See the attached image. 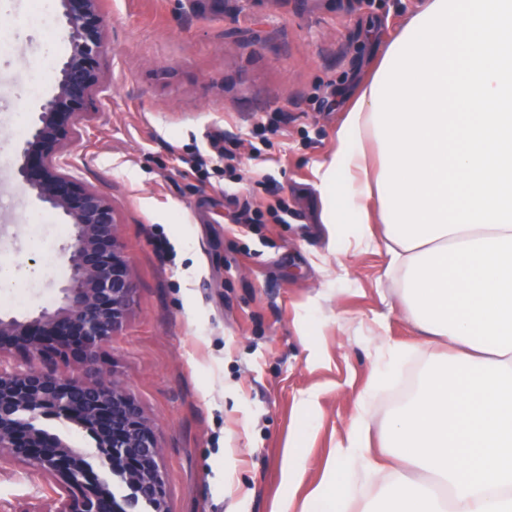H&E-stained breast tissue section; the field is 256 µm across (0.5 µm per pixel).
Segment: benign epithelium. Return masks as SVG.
<instances>
[{
    "instance_id": "1",
    "label": "benign epithelium",
    "mask_w": 512,
    "mask_h": 512,
    "mask_svg": "<svg viewBox=\"0 0 512 512\" xmlns=\"http://www.w3.org/2000/svg\"><path fill=\"white\" fill-rule=\"evenodd\" d=\"M58 29L67 43L53 94L40 106L18 147L16 178L71 224L61 258L71 274L62 304L25 321L0 318V351L30 359L53 353L84 365V379L36 368L0 371V462H34L54 481L47 512H168L167 484L154 424L124 387L97 377L100 346L125 322L134 274L114 229L110 202L62 171L63 147L79 131L101 84L100 59L109 50L103 0H60ZM66 419L95 440L101 469L51 436L37 420ZM127 493L113 498L109 478Z\"/></svg>"
}]
</instances>
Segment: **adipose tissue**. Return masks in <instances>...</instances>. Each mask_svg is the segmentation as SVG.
Segmentation results:
<instances>
[{"mask_svg":"<svg viewBox=\"0 0 512 512\" xmlns=\"http://www.w3.org/2000/svg\"><path fill=\"white\" fill-rule=\"evenodd\" d=\"M378 56L320 165L321 219L360 242L384 225L386 274L424 347L454 352L390 416L381 497L387 512H512V0H426ZM405 356L372 365L301 512H343L368 403Z\"/></svg>","mask_w":512,"mask_h":512,"instance_id":"1","label":"adipose tissue"}]
</instances>
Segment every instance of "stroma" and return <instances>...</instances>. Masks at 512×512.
<instances>
[{
    "mask_svg": "<svg viewBox=\"0 0 512 512\" xmlns=\"http://www.w3.org/2000/svg\"><path fill=\"white\" fill-rule=\"evenodd\" d=\"M109 54L99 110L65 147V172L109 200L136 293L98 354L156 427L169 512H276L326 478L369 369L389 346L426 364L382 242L345 245L321 221L318 165L336 145L346 98L367 80L376 46L424 0H104ZM0 0L14 49L0 55V270L22 296L0 317L58 306L66 277L46 252L70 240L62 218L14 177L29 129L67 52ZM43 71L39 93L29 72ZM264 124L270 161L225 173L210 136L248 138ZM209 156L196 176L183 157ZM233 186L261 223L232 234ZM285 200L287 223L265 212ZM40 216L35 235L26 223ZM166 238L170 255L156 249ZM298 444L301 483L286 451ZM52 482L25 462L0 468V512L49 504Z\"/></svg>",
    "mask_w": 512,
    "mask_h": 512,
    "instance_id": "obj_1",
    "label": "stroma"
}]
</instances>
